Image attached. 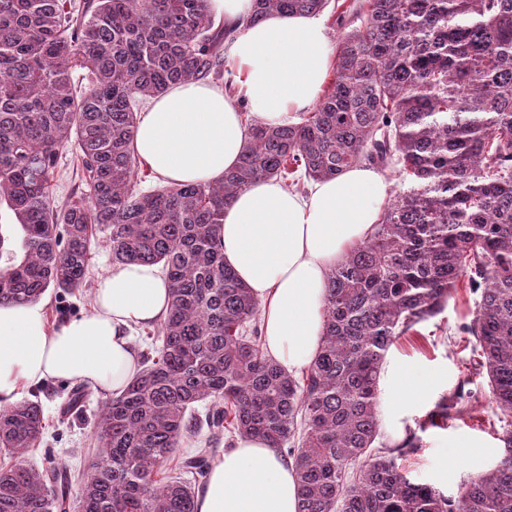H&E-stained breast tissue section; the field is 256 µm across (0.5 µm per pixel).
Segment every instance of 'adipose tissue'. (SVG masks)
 <instances>
[{"label": "adipose tissue", "instance_id": "ef3b65f1", "mask_svg": "<svg viewBox=\"0 0 512 512\" xmlns=\"http://www.w3.org/2000/svg\"><path fill=\"white\" fill-rule=\"evenodd\" d=\"M251 0H209L225 23L237 25L227 55L237 67L238 99L266 124L295 121L319 100L333 47L313 16L272 14L244 25ZM218 84L186 82L157 96L139 120L138 156L165 182L221 180L236 165L245 138L237 105ZM386 179L358 165L315 182L308 194L273 179L255 182L224 210V262L261 306L266 352L287 373L314 361L324 333L327 277L380 219ZM169 286L159 265L128 263L101 277L90 312L49 324L43 304L0 305V407L25 389L58 380L96 394H120L139 370L132 333L160 322ZM379 403L394 443L426 394L416 364L385 357ZM298 483L290 463L260 439H240L218 455L195 496L196 512H297Z\"/></svg>", "mask_w": 512, "mask_h": 512}]
</instances>
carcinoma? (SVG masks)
<instances>
[{
  "mask_svg": "<svg viewBox=\"0 0 512 512\" xmlns=\"http://www.w3.org/2000/svg\"><path fill=\"white\" fill-rule=\"evenodd\" d=\"M329 8L342 32L313 111L252 121L218 183L141 193L138 98L223 80L236 27L207 0H92L72 16L65 0H0V208L16 231L0 224V304L83 287L99 233L112 264H160L170 288L140 371L102 405L94 462L78 479L53 462L0 465V512H195L182 475L205 478L214 446L239 438L293 460L298 512H512V0H254L246 21ZM70 142L87 201L59 207L50 183ZM363 164L411 187L329 273L322 346L296 378L264 352L260 305L224 264V208L259 180L297 190ZM460 287L479 294L460 331L503 451L450 500L407 477L404 448L380 442L378 378L394 341ZM87 395L72 387L61 418L82 416ZM450 414L484 428L453 398L428 420ZM45 428L37 400L0 408V455L22 456ZM194 438L201 447L179 454Z\"/></svg>",
  "mask_w": 512,
  "mask_h": 512,
  "instance_id": "obj_1",
  "label": "carcinoma"
}]
</instances>
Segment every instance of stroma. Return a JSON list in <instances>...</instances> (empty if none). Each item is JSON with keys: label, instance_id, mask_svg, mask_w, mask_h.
Segmentation results:
<instances>
[{"label": "stroma", "instance_id": "35a3bbf8", "mask_svg": "<svg viewBox=\"0 0 512 512\" xmlns=\"http://www.w3.org/2000/svg\"><path fill=\"white\" fill-rule=\"evenodd\" d=\"M86 191L77 150L75 146H67L60 153L56 176L50 188L51 196L59 205L77 203L85 200ZM111 265L112 255L105 239H93L89 288L73 293L48 290L42 298L48 320L55 322L87 313L93 299L91 287L97 284ZM473 310V296L467 290H459L442 313L420 323L416 332L399 337L392 346L393 352L421 367L431 388L430 394L412 408L407 418L408 427L416 431L419 446L417 450L398 457L397 463L412 480L431 485L451 499L457 498L475 476L462 449L453 447V440L467 437L493 442L497 435L453 418L440 427L422 429L418 423L426 418L442 397H450L460 391L467 394L469 405L476 412L490 415L495 410L487 376L476 374L468 377L464 374L469 354L462 349L460 327L471 320ZM68 389V384L56 382L27 392V399L35 398L41 402L46 420L42 441L25 455L27 463L39 466L51 459L74 472L83 471L89 458L88 451L94 445L92 420L103 399L90 395L86 420L62 424L58 421V411Z\"/></svg>", "mask_w": 512, "mask_h": 512}]
</instances>
